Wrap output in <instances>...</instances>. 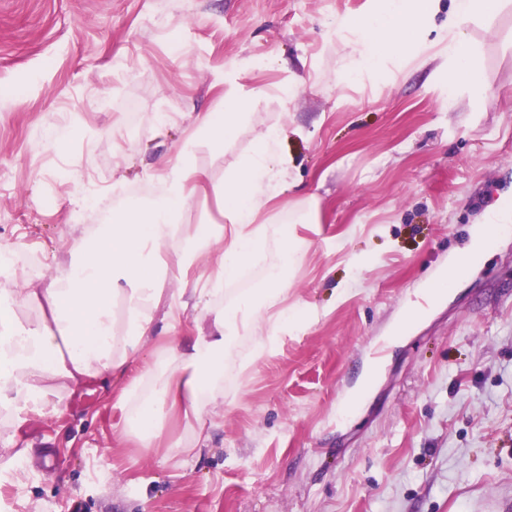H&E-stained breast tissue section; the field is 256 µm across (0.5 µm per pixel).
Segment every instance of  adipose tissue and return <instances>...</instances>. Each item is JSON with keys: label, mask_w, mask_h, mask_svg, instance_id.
<instances>
[{"label": "adipose tissue", "mask_w": 512, "mask_h": 512, "mask_svg": "<svg viewBox=\"0 0 512 512\" xmlns=\"http://www.w3.org/2000/svg\"><path fill=\"white\" fill-rule=\"evenodd\" d=\"M436 3L380 0L372 14L338 21L350 52L337 85L421 54L425 46L413 34ZM504 4L451 0L449 91L463 78L480 83L469 27L492 22ZM221 101V111L199 114L191 136L151 170L159 193L80 231L54 257L48 277L18 281L13 249L0 247V437L21 416L61 413L77 386L111 377L123 384V434L154 448L173 411L200 421L207 407L223 403L224 358L238 337L254 342L241 359L247 367L291 326L288 268L300 254L272 207L287 175L278 152L283 130L256 137L223 183L211 185L195 161L197 149L223 150L252 117L247 99ZM206 191L220 206L219 220L185 223V211ZM259 263L268 267L261 288L223 305L225 285ZM191 308L208 325L187 336Z\"/></svg>", "instance_id": "1"}]
</instances>
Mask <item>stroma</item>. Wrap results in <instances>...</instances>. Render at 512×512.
Wrapping results in <instances>:
<instances>
[{"label": "stroma", "instance_id": "stroma-1", "mask_svg": "<svg viewBox=\"0 0 512 512\" xmlns=\"http://www.w3.org/2000/svg\"><path fill=\"white\" fill-rule=\"evenodd\" d=\"M376 5L0 0V244L20 276L152 197L147 170L230 90L251 123L195 160L222 184L284 127L276 205L301 254L296 328L246 369L239 338L204 424L173 416L147 452L120 433L122 382L78 387L0 452V512H512V230L421 300L512 201V4L470 29L485 101L465 87L451 106L440 59L337 86L333 23ZM59 127L66 150L43 152Z\"/></svg>", "mask_w": 512, "mask_h": 512}]
</instances>
